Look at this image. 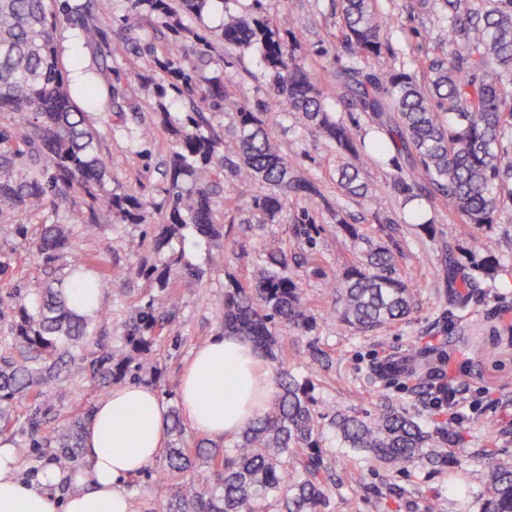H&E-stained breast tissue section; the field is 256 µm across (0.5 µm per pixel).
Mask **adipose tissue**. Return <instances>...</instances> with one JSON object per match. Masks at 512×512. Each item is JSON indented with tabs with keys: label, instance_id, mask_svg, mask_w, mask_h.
<instances>
[{
	"label": "adipose tissue",
	"instance_id": "ef3b65f1",
	"mask_svg": "<svg viewBox=\"0 0 512 512\" xmlns=\"http://www.w3.org/2000/svg\"><path fill=\"white\" fill-rule=\"evenodd\" d=\"M272 372L254 346L237 336L219 334L196 349L178 385L182 416L198 436L215 442L235 439L270 408ZM146 420L133 428L129 418ZM167 408L150 386L113 387L97 402L83 435L84 466L77 482L88 491L58 501L48 491L58 476L45 470L38 481L16 475L17 454L0 447V512H139L126 488L162 452L167 439Z\"/></svg>",
	"mask_w": 512,
	"mask_h": 512
}]
</instances>
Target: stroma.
Returning a JSON list of instances; mask_svg holds the SVG:
<instances>
[{
  "mask_svg": "<svg viewBox=\"0 0 512 512\" xmlns=\"http://www.w3.org/2000/svg\"><path fill=\"white\" fill-rule=\"evenodd\" d=\"M413 0H377L379 12L389 19L388 43L393 56L387 64H394L403 56L423 55L434 47L442 30V12L435 9L416 14ZM252 0H209L201 16L187 17L186 22L199 32L213 37L214 57L210 71H225L229 93L249 109L263 107L272 121L273 137L282 150L292 157L300 174L317 180L321 197L293 203L288 213L275 224L246 225L249 216L251 188L220 181L213 197L216 209H223L228 196L240 198L242 208L233 215L234 222L223 241L224 261L212 263V247L199 244L187 247L186 259L203 270L202 279L171 278L166 289L155 288L145 278L130 276V269L142 261L139 254L127 248L129 239L152 232L157 215H150L143 224H116L111 215L98 218L94 234L83 235L79 245L83 252L97 255L112 276L125 280L122 290L104 289L101 306L107 316L97 327L101 343L114 352H125V335L140 304L154 300L157 309L173 308L175 320L168 325L164 341L154 353L163 370L160 381H153L136 367H129L126 381L155 385L168 407H175L179 377L184 363L200 344L220 332L217 311L224 299V290L232 280L244 279L235 253L245 246L259 251L287 249L289 256L300 262L317 261L320 271L302 273L300 287L307 301L318 313V328L313 336H299L285 330L284 341L298 350L293 371L297 376H313L314 395L320 411L349 410L358 415L377 412L384 401L404 406L424 425H432L436 414L429 397L420 391L414 375H423L439 368L440 357H448L449 366L458 377L466 398L474 404L469 416L470 441L465 447L448 451V467H418L409 476L398 477L401 485H417L420 496L392 507L386 495L387 472L381 467L358 461L363 478L351 488H341L330 499L325 512H423L424 498L436 500L441 512H481L486 498L487 474L480 461V450L486 434H494L501 457L512 462V310L499 314L500 304L491 296L473 298L467 320L449 327L441 321L443 285L437 277L443 259L432 246L422 243L421 234L407 228L401 237L404 251L402 267L416 278L417 306L404 321L377 329L360 332L333 322L335 294L330 284L340 277L354 256V242L337 224L331 204L343 206L349 223L360 226L368 237H376V221L372 200L384 198L391 216L406 217L401 199L390 188L394 166L380 164L364 168L362 178L369 187L368 196H346L337 184V158L317 133L279 113L278 101L264 76L263 62L258 52H239L225 48L217 34L225 13H244L250 10ZM269 14L288 12L292 15L294 35L300 44L299 59L310 69L323 71L339 67L347 57L334 34L337 29L336 0H264ZM100 13L105 15V41L108 75L112 84L121 86L125 100L121 113L109 116L96 125L100 133L102 154L108 163V186L114 192L135 191L150 200H157L156 189L169 177L170 134L154 110V84L164 74L156 64L157 52L163 51L169 32L161 20L152 18L141 29L128 34L119 25L125 9L124 0H97ZM57 43L61 63L75 98H82L85 80L95 70L97 58L84 45L77 30L60 24ZM231 60L232 68H224V60ZM152 125L154 136L146 143H134L130 132L142 124ZM309 217L305 234H295L302 217ZM87 219L80 195L69 199L44 200L38 206L21 211L18 223L35 231L37 225L64 223L82 224ZM19 239L14 228L0 231V264L6 268L0 274V295L24 294L47 284L68 270V256L53 263L26 257L18 250ZM316 342L330 360L328 369L311 373L304 353L309 342ZM479 349L477 362L467 360L469 346ZM397 356L413 359V372L389 375L380 381L379 368ZM103 397L81 377H73L62 384L48 412L50 422L44 433L64 424L73 415L93 407ZM0 440L8 442L19 456V474L26 480L50 467L49 455H38L28 446L24 422L13 423Z\"/></svg>",
  "mask_w": 512,
  "mask_h": 512,
  "instance_id": "obj_1",
  "label": "stroma"
}]
</instances>
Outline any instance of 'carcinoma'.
<instances>
[{
    "instance_id": "carcinoma-1",
    "label": "carcinoma",
    "mask_w": 512,
    "mask_h": 512,
    "mask_svg": "<svg viewBox=\"0 0 512 512\" xmlns=\"http://www.w3.org/2000/svg\"><path fill=\"white\" fill-rule=\"evenodd\" d=\"M210 0H127L121 26L128 32L146 18L169 20L173 42L159 68L172 78L170 87L189 98L191 111L173 112L166 90L156 85V110L169 126V178L159 204L162 220L153 238L154 259L134 274L167 286L176 275L200 280L203 271L186 261L185 243L192 239L217 247L223 259L225 212L212 201V176L222 175L254 188L251 219L258 224L280 220L294 197L321 196L316 182L298 173L295 162L271 137L266 114L255 112L224 89V78L197 76V66L183 42L198 45V56L209 55L211 40L185 26L181 15L202 13ZM340 43L348 65L316 73L297 59V44L288 40L292 18L263 14V0L254 12L224 13L221 39L240 51L260 53L270 87L284 116L324 137L346 159L337 170L345 195L367 196L360 166L378 165L390 150L404 163H394L392 189L405 202L420 197L434 208L448 207L449 219L477 228L497 223L499 212L512 207V0H439L448 30L437 51L421 61L425 81L403 68H382L389 51L384 39L387 18L375 0H337ZM79 29L84 43L102 48V19L95 0H0V112L12 113L20 127L21 144L0 132V227L13 225L18 212L48 198L72 192L83 196L89 210H105L123 224H140L153 202L105 188L107 163L91 113L74 100L59 66L56 33L60 22ZM339 97L366 115L377 135L366 139L327 109ZM224 102L233 115V136L226 139L208 126L212 104ZM385 239L357 254L336 281L332 320L340 326L372 331L407 318L415 306L416 285L402 270L398 222L383 207L375 211ZM410 224L423 231L444 257L439 273L448 282L447 322L467 316L473 296L494 288L504 268L474 238L466 256L436 235L434 219L415 213ZM93 225L44 224L34 237L24 228L19 247L50 263L71 256L68 271L46 288L27 296L0 297V320L10 319V335L0 340V430L18 419L17 405L30 401L26 424L30 447L47 407L62 383L78 374L105 390L127 373L129 359L102 344L70 366L67 356L87 345L94 334L93 316L70 305L69 288H105L112 277L95 256L78 250L79 234ZM238 260L248 271L245 282L224 292L219 320L224 332L250 341L272 365L275 397L270 410L244 430L229 448L204 441L190 448L177 410H171L173 436L167 466L154 485V512H323L342 485L341 469L359 482L353 461L338 463L322 449L321 413L312 380L292 371L295 353L283 329L312 335L318 316L300 289V276L289 268L288 251L256 257L242 246ZM164 324L154 301L142 306L128 325L129 351L138 368L154 370L151 348ZM91 411L55 428L51 461L67 473L82 455V433ZM329 429L342 444L398 477L412 468L448 466V448H461L469 428L448 417L430 429L403 409L386 404L374 414L359 416L338 410L328 416ZM482 460L489 477L482 512H512V463L500 457L491 440Z\"/></svg>"
}]
</instances>
